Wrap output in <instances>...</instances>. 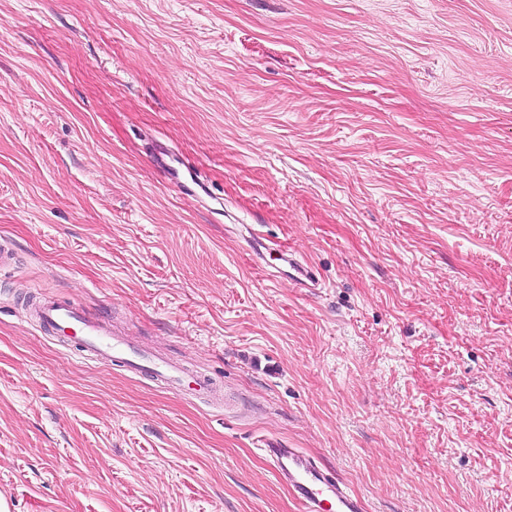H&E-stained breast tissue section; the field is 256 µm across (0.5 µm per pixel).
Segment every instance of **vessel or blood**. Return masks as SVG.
Returning a JSON list of instances; mask_svg holds the SVG:
<instances>
[{
	"mask_svg": "<svg viewBox=\"0 0 512 512\" xmlns=\"http://www.w3.org/2000/svg\"><path fill=\"white\" fill-rule=\"evenodd\" d=\"M288 278L295 287L315 288L319 279L311 266L296 255L284 258ZM40 327L61 337H75L85 359L104 366H118L150 377L169 389L215 396L205 377L189 375L186 370L136 345L130 339L113 335L107 322L87 314L75 302L62 297H45L35 307ZM259 448L272 464L304 512H365L364 503L349 492L343 482L326 473L315 460L297 448L288 447L273 436L260 439Z\"/></svg>",
	"mask_w": 512,
	"mask_h": 512,
	"instance_id": "vessel-or-blood-1",
	"label": "vessel or blood"
}]
</instances>
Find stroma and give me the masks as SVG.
Listing matches in <instances>:
<instances>
[{"label": "stroma", "mask_w": 512, "mask_h": 512, "mask_svg": "<svg viewBox=\"0 0 512 512\" xmlns=\"http://www.w3.org/2000/svg\"><path fill=\"white\" fill-rule=\"evenodd\" d=\"M0 245L13 512H301L264 435L367 512H512V0H0ZM279 260L288 265V280L297 288H317L319 279L311 266L292 253ZM39 326L61 337L78 338L79 351L85 359L104 366H118L150 377L169 389L186 387L206 396L217 392L205 377L190 376L186 370L136 345L126 337L114 336L108 323L87 314L75 302L62 297H44L35 307ZM191 383L194 387H191Z\"/></svg>", "instance_id": "35a3bbf8"}]
</instances>
